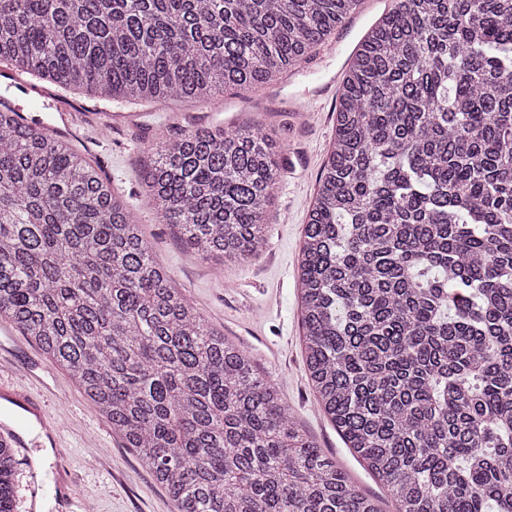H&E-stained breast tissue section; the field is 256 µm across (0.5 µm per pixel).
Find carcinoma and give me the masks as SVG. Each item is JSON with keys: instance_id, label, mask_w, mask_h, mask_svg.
<instances>
[{"instance_id": "1", "label": "carcinoma", "mask_w": 512, "mask_h": 512, "mask_svg": "<svg viewBox=\"0 0 512 512\" xmlns=\"http://www.w3.org/2000/svg\"><path fill=\"white\" fill-rule=\"evenodd\" d=\"M358 0H0V60L109 99L267 85ZM146 198L204 258L265 249L269 130L159 136ZM0 112V320L65 367L175 512H381L212 328L126 199ZM305 359L395 512H512V0H396L350 59L305 225ZM16 459L0 443V512Z\"/></svg>"}]
</instances>
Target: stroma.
I'll return each mask as SVG.
<instances>
[{"label": "stroma", "instance_id": "35a3bbf8", "mask_svg": "<svg viewBox=\"0 0 512 512\" xmlns=\"http://www.w3.org/2000/svg\"><path fill=\"white\" fill-rule=\"evenodd\" d=\"M314 86L313 75L293 69L262 90H228L197 109L108 102L74 89L66 95L87 109L109 105L133 113L132 124L108 131L103 141L79 145V152L97 161L113 189L133 206L156 259L171 272L175 286L214 329L253 357L319 448L336 459L357 486L378 495L381 487L321 412L305 366L297 270L307 211L334 137L336 103L327 101L322 112L301 116L290 106L307 100ZM254 123L274 129L282 168L270 206L266 249L245 263L225 265L216 258H199L144 199L140 173L149 161L146 148L159 133L234 130ZM10 346L14 361L0 368V381L23 387L30 401L62 426L59 447L33 442L16 449L17 512H28L35 494L42 499L41 512H65L60 502L64 496L71 498L72 512H174L165 489L93 410L69 373L21 333L13 334Z\"/></svg>", "mask_w": 512, "mask_h": 512}]
</instances>
